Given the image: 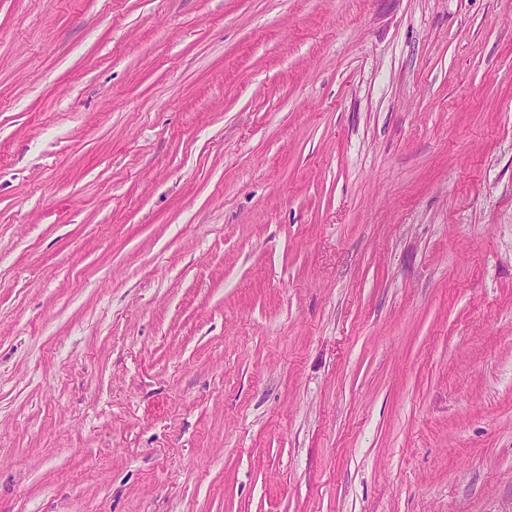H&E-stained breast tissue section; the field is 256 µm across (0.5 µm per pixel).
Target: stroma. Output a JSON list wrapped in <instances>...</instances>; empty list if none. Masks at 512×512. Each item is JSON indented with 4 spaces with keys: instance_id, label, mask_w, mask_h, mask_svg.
I'll list each match as a JSON object with an SVG mask.
<instances>
[{
    "instance_id": "obj_1",
    "label": "stroma",
    "mask_w": 512,
    "mask_h": 512,
    "mask_svg": "<svg viewBox=\"0 0 512 512\" xmlns=\"http://www.w3.org/2000/svg\"><path fill=\"white\" fill-rule=\"evenodd\" d=\"M0 512H512V0H0Z\"/></svg>"
}]
</instances>
